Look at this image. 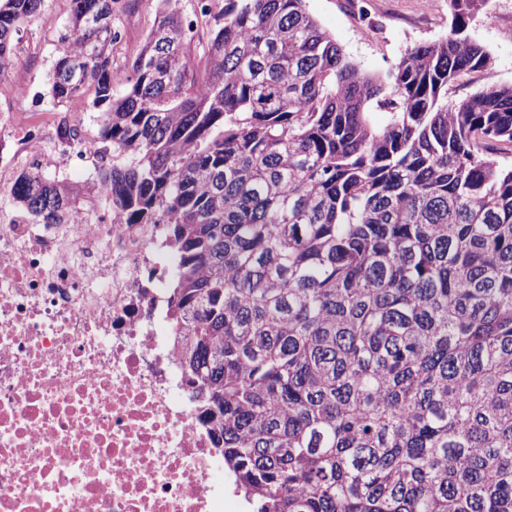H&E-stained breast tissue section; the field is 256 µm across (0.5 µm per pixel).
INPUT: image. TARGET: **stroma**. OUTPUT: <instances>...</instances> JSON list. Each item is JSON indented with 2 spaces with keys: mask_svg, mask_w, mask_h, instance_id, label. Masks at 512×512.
I'll return each instance as SVG.
<instances>
[{
  "mask_svg": "<svg viewBox=\"0 0 512 512\" xmlns=\"http://www.w3.org/2000/svg\"><path fill=\"white\" fill-rule=\"evenodd\" d=\"M157 0H141L137 11L121 16L122 38L114 51L117 62L138 53L151 29ZM305 8L362 71L381 73L394 66L413 45L447 34L452 10L448 0H305ZM70 0H44L42 16L31 21L20 45V65L0 81V114L17 126H40L51 132L57 108L47 94L56 56L57 35L68 22ZM467 33L483 45L492 63L484 71L463 75L448 92L459 101L490 85L512 84V0H483ZM21 80L37 91L33 104L18 102L12 82Z\"/></svg>",
  "mask_w": 512,
  "mask_h": 512,
  "instance_id": "35a3bbf8",
  "label": "stroma"
}]
</instances>
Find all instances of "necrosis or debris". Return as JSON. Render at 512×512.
<instances>
[{
	"mask_svg": "<svg viewBox=\"0 0 512 512\" xmlns=\"http://www.w3.org/2000/svg\"><path fill=\"white\" fill-rule=\"evenodd\" d=\"M19 168H84L74 150L0 120ZM70 223L0 216V512H229L231 478L168 320L175 251L161 224L100 209Z\"/></svg>",
	"mask_w": 512,
	"mask_h": 512,
	"instance_id": "necrosis-or-debris-1",
	"label": "necrosis or debris"
}]
</instances>
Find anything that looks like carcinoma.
<instances>
[{"label":"carcinoma","instance_id":"carcinoma-1","mask_svg":"<svg viewBox=\"0 0 512 512\" xmlns=\"http://www.w3.org/2000/svg\"><path fill=\"white\" fill-rule=\"evenodd\" d=\"M199 2L190 31L161 0L121 91L140 0H71L48 94L64 146L93 95L94 181L167 225L170 323L236 488L255 512H512V85L448 103L491 61L467 34L482 0H449L448 34L384 74L304 0ZM42 3L0 0V80ZM84 193L24 168L10 197L66 224ZM158 7L159 2L157 0H141L137 11L122 15L120 20L117 21L122 31V39L114 51L116 62L121 68L116 75L118 87H122L125 83L122 64L133 59L138 53L146 34L153 26Z\"/></svg>","mask_w":512,"mask_h":512}]
</instances>
